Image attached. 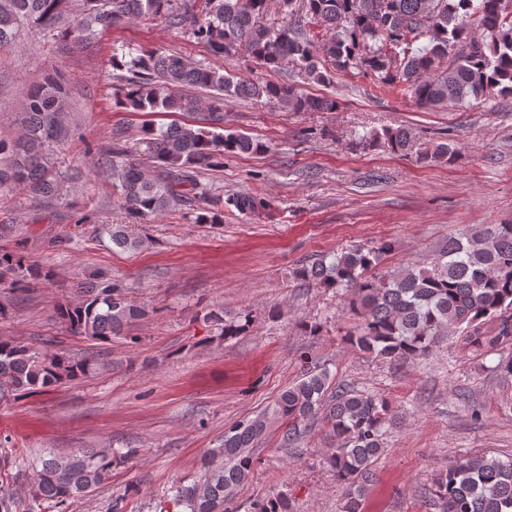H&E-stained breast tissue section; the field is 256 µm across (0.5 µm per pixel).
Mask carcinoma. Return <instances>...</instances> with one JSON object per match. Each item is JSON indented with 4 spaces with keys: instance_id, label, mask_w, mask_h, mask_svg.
Masks as SVG:
<instances>
[{
    "instance_id": "cac0c4a2",
    "label": "carcinoma",
    "mask_w": 512,
    "mask_h": 512,
    "mask_svg": "<svg viewBox=\"0 0 512 512\" xmlns=\"http://www.w3.org/2000/svg\"><path fill=\"white\" fill-rule=\"evenodd\" d=\"M0 0V49L12 43L25 20L75 46L133 19L164 16L189 26L191 36L213 56L244 50L259 64H290L306 82H325L338 72L363 71L381 87L400 91L418 106L437 108L450 100L512 96V0ZM476 18L477 30L467 19ZM322 28L314 45L313 29ZM426 44L414 47L420 40ZM112 67L123 71L115 95L118 107L143 114L196 116V123L141 128L139 152L122 132L100 153L96 165L112 180L127 223L102 228L112 245L138 250L144 239L131 229L172 205L196 212L197 224L224 223V210L259 216L268 202L258 194L213 197L201 180L205 170L224 167L226 153H258L265 144L241 132H224V103L238 97L277 101L290 112H334V98H313L293 85L237 79L221 67L193 64L160 50H112ZM212 92L210 101L182 92ZM65 83L52 77L33 87L18 116L19 136H0V187L18 186L40 199L61 190V161L54 145L68 134ZM394 153L412 148L407 128H385L368 137ZM455 144L424 148L419 160L451 164ZM393 248L379 240L319 258L296 270L297 279L321 288L347 290L358 324L347 336L357 352L390 366L428 354L443 336L479 353L512 348V223L490 224L450 237L428 266L382 271ZM47 274L18 249H0V284L23 295ZM147 310L129 300L112 277L94 272L78 285L74 301L57 306L59 323L73 335L108 342L127 338ZM251 312L210 311L204 319L226 339L244 335ZM493 324L487 335L484 325ZM98 360L36 349L0 336V394L24 398L95 373ZM287 428L282 445L293 446L314 420L336 441L326 463L345 485L342 512H362L374 463L394 425L391 405L371 393L339 385L330 391L327 370L307 368L276 398L271 410L224 430V443L202 462L203 473L175 488L178 512H239L238 488L254 465L252 448L270 419ZM130 455L115 448H91L69 457L48 454L33 463L14 459L16 473L0 474V512H37L44 503L63 509L92 494ZM32 469V491L23 500L10 480ZM435 496L441 512H512V458L484 455L440 471ZM249 512H294L288 496L270 494L250 503Z\"/></svg>"
}]
</instances>
